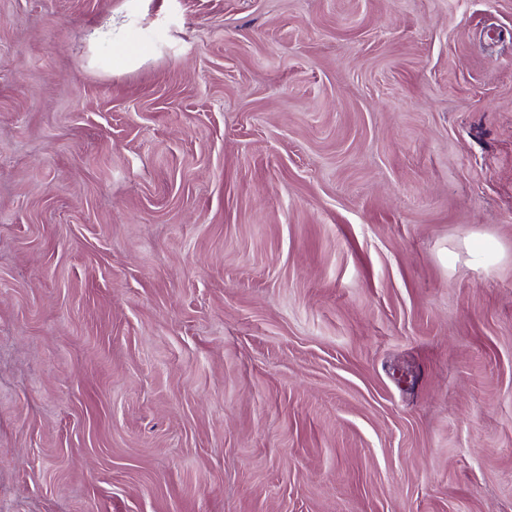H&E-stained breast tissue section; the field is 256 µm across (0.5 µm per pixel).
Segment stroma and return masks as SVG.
Returning a JSON list of instances; mask_svg holds the SVG:
<instances>
[{
  "instance_id": "stroma-1",
  "label": "stroma",
  "mask_w": 512,
  "mask_h": 512,
  "mask_svg": "<svg viewBox=\"0 0 512 512\" xmlns=\"http://www.w3.org/2000/svg\"><path fill=\"white\" fill-rule=\"evenodd\" d=\"M0 512H512V0H0Z\"/></svg>"
}]
</instances>
